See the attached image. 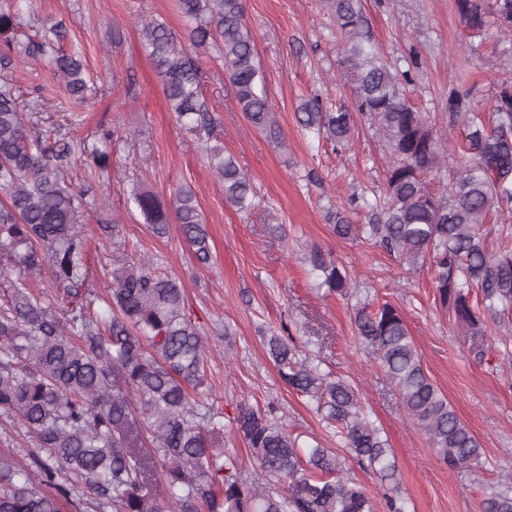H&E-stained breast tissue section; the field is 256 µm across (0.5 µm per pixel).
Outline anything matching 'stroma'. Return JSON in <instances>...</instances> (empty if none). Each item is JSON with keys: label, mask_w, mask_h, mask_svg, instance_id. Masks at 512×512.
Here are the masks:
<instances>
[{"label": "stroma", "mask_w": 512, "mask_h": 512, "mask_svg": "<svg viewBox=\"0 0 512 512\" xmlns=\"http://www.w3.org/2000/svg\"><path fill=\"white\" fill-rule=\"evenodd\" d=\"M331 0H243L257 60L284 142L275 144L240 112L224 77L218 48L205 57L203 94L216 125L190 132L169 112L152 61L140 39L142 22L154 19L186 35L178 0H31L16 27L35 35L58 22L67 30L66 52H79L95 93L87 103L70 99L53 80L46 60L20 57L5 76L25 102H40L44 124L72 125L77 138L106 136L107 171L84 165L69 176L88 204L89 285L101 290L112 268L110 235L102 224L123 227L119 248L153 260L157 272L186 286L187 309L208 345V385L198 403L224 414L221 450L237 457L245 475L254 465L233 419L241 404L274 405L280 423L311 444L337 454L344 475L359 481L376 506L387 487L406 502L407 512H481L489 487L512 476V344L501 345L505 327L489 326V363H476L452 316L435 303L428 270L403 269L396 259L364 240L342 239L332 230L339 213L356 224V197L374 200L385 180L389 150L365 118H356L348 146L336 149L307 133L298 122L303 99L319 95L329 108L351 106L353 86L343 78V40ZM372 41L381 58L411 69L412 103L427 114L447 163L432 189L454 175L453 158L465 141L464 123L449 125L448 94L470 90L488 111L497 77L512 74V36L471 37L456 0H361ZM232 153L253 184L252 207L238 211L208 163L211 149ZM191 185L208 230L211 259L199 263L177 224L155 236L128 194L152 190L169 202L175 187ZM333 252L370 297L402 313L433 383L461 422L481 443V457L451 470L440 462L427 436L409 418L395 386L379 362L367 356L355 333L353 300L318 289L304 263L306 248ZM289 331L312 363L347 379L358 391L364 414L383 433L397 476L387 483L362 470L342 448L313 403L284 384L263 339Z\"/></svg>", "instance_id": "1"}]
</instances>
